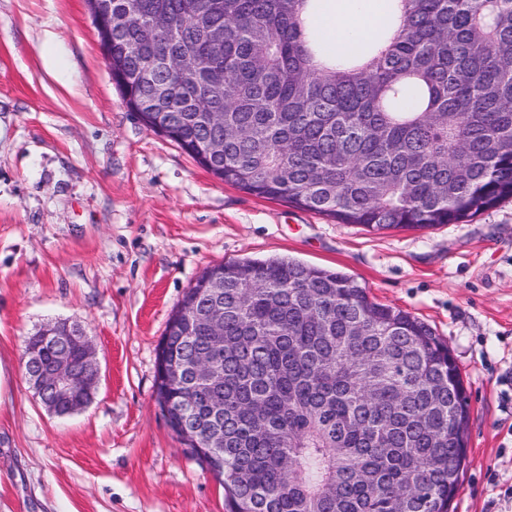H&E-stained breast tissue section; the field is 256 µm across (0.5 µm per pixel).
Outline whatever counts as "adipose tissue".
<instances>
[{
  "label": "adipose tissue",
  "instance_id": "1",
  "mask_svg": "<svg viewBox=\"0 0 512 512\" xmlns=\"http://www.w3.org/2000/svg\"><path fill=\"white\" fill-rule=\"evenodd\" d=\"M384 15L375 0H325L321 35L326 50L344 51L383 31Z\"/></svg>",
  "mask_w": 512,
  "mask_h": 512
}]
</instances>
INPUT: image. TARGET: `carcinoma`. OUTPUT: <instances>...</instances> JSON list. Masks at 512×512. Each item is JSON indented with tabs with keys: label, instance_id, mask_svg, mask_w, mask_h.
I'll return each instance as SVG.
<instances>
[{
	"label": "carcinoma",
	"instance_id": "carcinoma-1",
	"mask_svg": "<svg viewBox=\"0 0 512 512\" xmlns=\"http://www.w3.org/2000/svg\"><path fill=\"white\" fill-rule=\"evenodd\" d=\"M112 29V80L126 104L155 98L166 135L203 167L263 199L371 231L462 224L512 197V0H391L384 34L324 53L318 0H143ZM212 28L224 40H209ZM155 55L195 65L137 73ZM224 70V91L208 73ZM224 113L203 124L201 105ZM224 270V447L193 455L224 486L225 512H449L467 457L470 403L448 348L353 278L293 260ZM208 304L196 283L180 307ZM162 336L188 363L209 332L193 314ZM157 402L196 396L197 381Z\"/></svg>",
	"mask_w": 512,
	"mask_h": 512
}]
</instances>
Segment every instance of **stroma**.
<instances>
[{"mask_svg": "<svg viewBox=\"0 0 512 512\" xmlns=\"http://www.w3.org/2000/svg\"><path fill=\"white\" fill-rule=\"evenodd\" d=\"M276 258L350 275L447 342L471 406L454 512H512V198L372 233L255 197L127 108L85 0H0V512H224L156 402V347L207 267ZM56 320L100 372L66 418L22 360Z\"/></svg>", "mask_w": 512, "mask_h": 512, "instance_id": "1", "label": "stroma"}]
</instances>
